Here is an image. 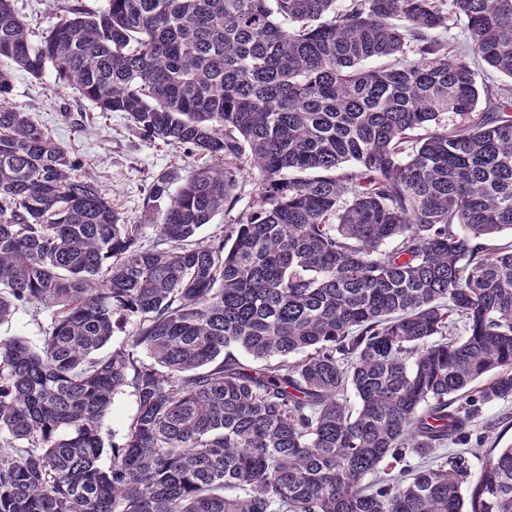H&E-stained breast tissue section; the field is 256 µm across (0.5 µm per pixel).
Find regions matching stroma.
<instances>
[{"mask_svg":"<svg viewBox=\"0 0 512 512\" xmlns=\"http://www.w3.org/2000/svg\"><path fill=\"white\" fill-rule=\"evenodd\" d=\"M68 0H14L16 10L28 24L33 38H41L55 25L60 9ZM53 71L34 79L21 69L13 71L12 104L28 112L32 120L47 129L64 146L77 164V171L94 177L113 206L131 224H143L145 242L156 237L144 214L153 178L162 172L186 175L202 166L195 152L148 140L137 134L125 113L101 115L94 104L78 100L69 90L56 87ZM258 188L254 175L242 174L236 202L217 213L205 225L202 238L236 223L248 210Z\"/></svg>","mask_w":512,"mask_h":512,"instance_id":"35a3bbf8","label":"stroma"}]
</instances>
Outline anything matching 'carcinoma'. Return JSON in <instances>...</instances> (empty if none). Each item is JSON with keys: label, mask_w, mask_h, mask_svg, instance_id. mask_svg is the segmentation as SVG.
<instances>
[{"label": "carcinoma", "mask_w": 512, "mask_h": 512, "mask_svg": "<svg viewBox=\"0 0 512 512\" xmlns=\"http://www.w3.org/2000/svg\"><path fill=\"white\" fill-rule=\"evenodd\" d=\"M452 6L512 79V0ZM452 13L76 2L34 42L0 0V325L50 314L0 337V512H512V447L476 433L512 402V240L484 244L512 233V92L448 58ZM13 66L211 161L155 176L153 245L10 103ZM245 165L250 213L198 238ZM472 443L478 471L443 453ZM49 318L48 313H43L38 321L25 313H19L9 325L5 324L0 327V336H20L24 337L33 346L40 344L42 336L41 325L45 324ZM136 411V398L129 391H124L114 396L112 406L104 422L106 448H109L110 443L120 441Z\"/></svg>", "instance_id": "obj_1"}]
</instances>
